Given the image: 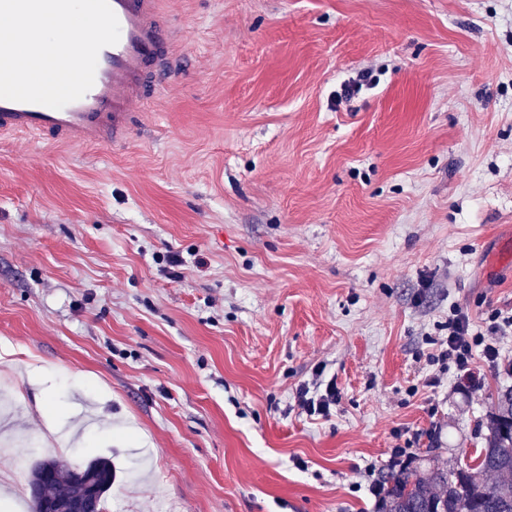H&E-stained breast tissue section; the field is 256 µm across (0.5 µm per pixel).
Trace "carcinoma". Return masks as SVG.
Masks as SVG:
<instances>
[{
    "label": "carcinoma",
    "instance_id": "carcinoma-1",
    "mask_svg": "<svg viewBox=\"0 0 512 512\" xmlns=\"http://www.w3.org/2000/svg\"><path fill=\"white\" fill-rule=\"evenodd\" d=\"M484 448L449 468L402 467L389 472L378 512H512V388L497 392ZM117 479L112 460L99 457L73 468L54 457L36 460L26 477L29 512L49 504L67 512L83 487H94L96 512Z\"/></svg>",
    "mask_w": 512,
    "mask_h": 512
}]
</instances>
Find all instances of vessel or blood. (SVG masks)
Segmentation results:
<instances>
[{
	"label": "vessel or blood",
	"instance_id": "vessel-or-blood-1",
	"mask_svg": "<svg viewBox=\"0 0 512 512\" xmlns=\"http://www.w3.org/2000/svg\"><path fill=\"white\" fill-rule=\"evenodd\" d=\"M109 3L120 24V39L100 50L92 88L61 109L0 99V135H47L78 147L127 139L133 107L169 70L178 32L168 24L162 0Z\"/></svg>",
	"mask_w": 512,
	"mask_h": 512
}]
</instances>
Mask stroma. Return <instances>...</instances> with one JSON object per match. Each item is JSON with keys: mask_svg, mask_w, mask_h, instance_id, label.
<instances>
[{"mask_svg": "<svg viewBox=\"0 0 512 512\" xmlns=\"http://www.w3.org/2000/svg\"><path fill=\"white\" fill-rule=\"evenodd\" d=\"M163 10L125 144L0 135V506L104 456L106 512H375L395 448L474 455L512 386V335L429 362L512 311V0ZM486 334L475 331L468 314L457 310L452 318L448 319V335L437 341L438 353L430 358L433 364H440L441 368L454 363L459 372L467 374L475 362L477 349L480 348V357L490 364L500 358V345L495 336H505L507 331L512 333V311L503 314L497 312L489 320ZM316 386V387H315ZM312 391L309 386H301L297 392L298 406L310 417L317 416L326 418L331 415V410L339 400L338 391L334 383L322 384L316 382Z\"/></svg>", "mask_w": 512, "mask_h": 512, "instance_id": "obj_1", "label": "stroma"}]
</instances>
